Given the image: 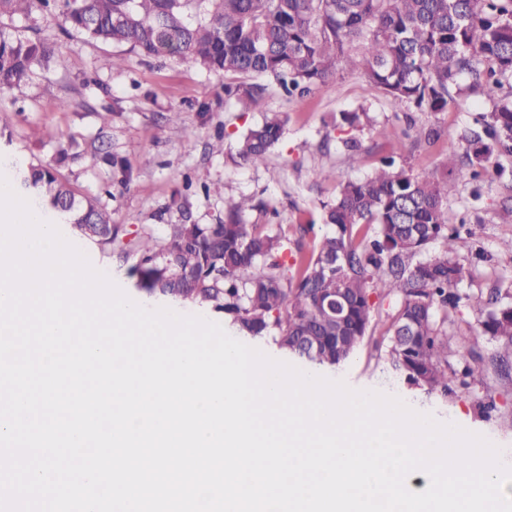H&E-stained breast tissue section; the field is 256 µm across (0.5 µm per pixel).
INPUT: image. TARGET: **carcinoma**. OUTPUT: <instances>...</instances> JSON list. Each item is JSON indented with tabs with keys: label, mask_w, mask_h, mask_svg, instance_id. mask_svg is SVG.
I'll return each instance as SVG.
<instances>
[{
	"label": "carcinoma",
	"mask_w": 512,
	"mask_h": 512,
	"mask_svg": "<svg viewBox=\"0 0 512 512\" xmlns=\"http://www.w3.org/2000/svg\"><path fill=\"white\" fill-rule=\"evenodd\" d=\"M59 2L62 25L95 41L128 45L143 57L167 56L224 77V102L261 104L272 90L304 97L339 71L361 75L396 106L443 112L448 102L483 96L491 110L461 137L471 175L483 179L512 158V0H0V16L27 15ZM54 57L41 41L0 31V92ZM357 111H342L335 129L351 166L365 152L354 135ZM286 120L274 113L237 139L239 166L263 163L283 140ZM433 126L414 128L431 144ZM128 186L131 164L109 158ZM22 192L45 200L88 244L130 264L139 288L200 304L237 332L318 366L352 358L378 325L376 301L399 305L384 332L385 358L414 388L446 396L448 312L460 303L485 315L478 334L512 364V304L491 307L462 297L464 268L448 227V180L415 175L383 160L366 177L340 183L324 207L328 231L310 245L291 241L281 224H249L267 213L254 196L224 202L214 224L192 219L186 191L170 203L180 221L162 239L147 229L124 239L112 213L47 165L18 172ZM440 244L434 253L429 247Z\"/></svg>",
	"instance_id": "cac0c4a2"
}]
</instances>
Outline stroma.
<instances>
[{"mask_svg": "<svg viewBox=\"0 0 512 512\" xmlns=\"http://www.w3.org/2000/svg\"><path fill=\"white\" fill-rule=\"evenodd\" d=\"M0 31L41 40L66 60L62 66L52 60L42 63L19 86L0 93V161L5 164L0 171L7 179L32 164L51 165L78 197L95 198L110 210L114 223L129 235L146 227L160 238L166 224L179 219L177 212H165L164 207L184 177L209 188L191 198L199 223L212 224L222 217L225 199L254 195L278 211V223L293 230L335 200L339 181L364 177L380 158L391 156L415 174L448 178V222L459 231L456 252L465 269L459 293L494 296L502 304L512 301V251L504 247L512 239V216L503 214L501 183L495 178L478 184L466 169L445 167L447 141L458 138L476 113L489 110L483 98L472 96L449 103L444 112L417 111L408 117L361 75L340 72L309 96L288 100L275 92L261 107L243 112L225 102L222 77L198 65L145 58L125 46L63 31L57 10L37 8L25 18L2 17ZM115 55L123 58V65L107 66ZM361 105L369 120L358 137L367 152L352 168L331 120ZM174 112L179 115L175 122L170 119ZM274 112L285 113L288 123L282 144L265 163L240 167L227 154L210 153L216 130H223L225 143L231 144ZM411 118L440 127L442 140L429 146L408 140L395 144L391 132L404 129ZM107 153L130 162L132 181L127 187L114 183L103 159ZM329 170L335 179H324ZM79 248L131 299L151 309L164 306V299L136 291L125 265L87 243ZM480 319L465 307L448 315V333L454 338L448 361L458 370L467 364L473 369L466 386L448 396L408 389L372 338L346 364L325 369L324 375L354 390L398 397L439 422L480 434L498 447L505 464L512 465V379H501L492 365L495 342L476 336ZM482 402L495 405L489 417L477 410Z\"/></svg>", "mask_w": 512, "mask_h": 512, "instance_id": "obj_1", "label": "stroma"}]
</instances>
